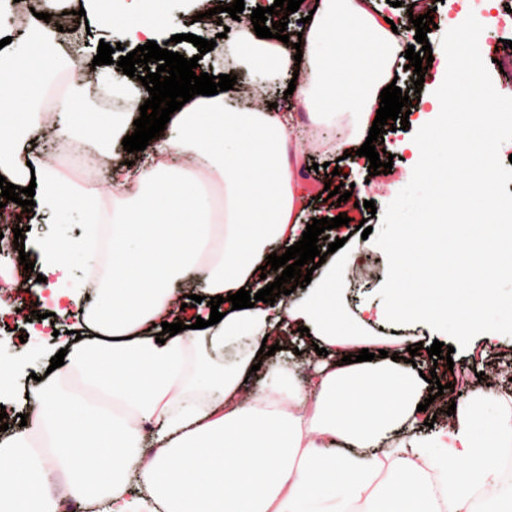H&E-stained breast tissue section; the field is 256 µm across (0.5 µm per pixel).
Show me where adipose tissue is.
<instances>
[{"mask_svg": "<svg viewBox=\"0 0 512 512\" xmlns=\"http://www.w3.org/2000/svg\"><path fill=\"white\" fill-rule=\"evenodd\" d=\"M122 3L84 0V8L109 6L132 43L156 40L162 15L131 16ZM301 8L312 15L302 35L312 78L289 96L291 110H231L225 91L195 96L150 141L145 163L114 167L107 201L48 161L28 166L14 147L41 126L40 91L59 66L48 51L55 30L32 19L35 37L0 52V174L34 186L36 215L73 210L84 226L80 237L38 248L40 270L48 276L71 256L94 257L96 225H109L112 242L98 305L79 309L83 284L75 280L43 302L85 339L68 343L64 365L33 390L26 432L0 441V512H60L62 487L106 503V512H512V486L497 466L512 447V392L472 388L457 398L452 427L422 439L427 414L417 406L430 395L422 374L434 362L405 361L419 328L453 333L471 353L512 334V296L495 288L512 280V203L492 189L512 90L486 84L476 22L452 30L459 80L404 144L432 191L424 223L398 225L385 248L380 300L354 310L345 303V274L373 247L356 237L302 297L228 307L217 324L156 341L180 281L209 297L274 282L268 255L301 239L307 157L294 135V103L313 128L348 114L343 140L324 146L350 152L392 82L401 43L373 0H303ZM234 52L260 74L295 68V48L258 38L250 24ZM471 90L484 111H468ZM488 307L498 324L484 323ZM301 326L336 365L317 362L305 376L269 368L262 383L247 385L264 337ZM365 348L373 360L344 363ZM133 477L145 496L130 495Z\"/></svg>", "mask_w": 512, "mask_h": 512, "instance_id": "adipose-tissue-1", "label": "adipose tissue"}]
</instances>
